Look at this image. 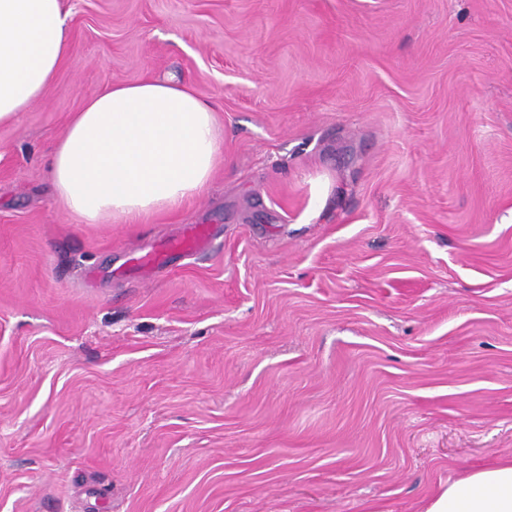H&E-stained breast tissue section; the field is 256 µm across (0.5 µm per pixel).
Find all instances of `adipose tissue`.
I'll return each mask as SVG.
<instances>
[{"label":"adipose tissue","instance_id":"ef3b65f1","mask_svg":"<svg viewBox=\"0 0 512 512\" xmlns=\"http://www.w3.org/2000/svg\"><path fill=\"white\" fill-rule=\"evenodd\" d=\"M70 50L62 0H0V124L43 96ZM218 149L211 104L188 84L145 80L92 97L49 170L58 198L86 223H129L202 191ZM426 512H512V459L469 470Z\"/></svg>","mask_w":512,"mask_h":512}]
</instances>
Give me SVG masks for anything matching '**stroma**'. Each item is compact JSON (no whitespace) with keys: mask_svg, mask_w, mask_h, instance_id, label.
<instances>
[{"mask_svg":"<svg viewBox=\"0 0 512 512\" xmlns=\"http://www.w3.org/2000/svg\"><path fill=\"white\" fill-rule=\"evenodd\" d=\"M0 124V512H423L512 458V0H63ZM216 114L205 189L85 224L49 160L108 84ZM188 224L210 248L152 272ZM212 235L205 224H188L180 237L171 239L162 248L151 252L132 251L135 267L141 272H150L166 263L174 255H190L205 251L211 244Z\"/></svg>","mask_w":512,"mask_h":512,"instance_id":"1","label":"stroma"}]
</instances>
